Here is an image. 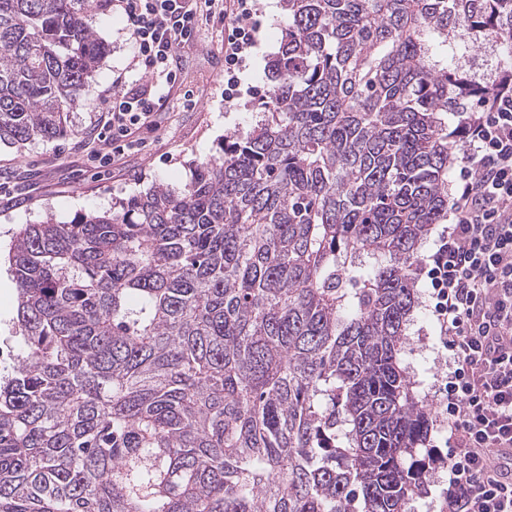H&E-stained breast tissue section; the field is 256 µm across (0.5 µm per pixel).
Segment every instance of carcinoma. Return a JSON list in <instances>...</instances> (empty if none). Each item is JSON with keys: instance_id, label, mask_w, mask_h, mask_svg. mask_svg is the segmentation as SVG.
Masks as SVG:
<instances>
[{"instance_id": "carcinoma-1", "label": "carcinoma", "mask_w": 512, "mask_h": 512, "mask_svg": "<svg viewBox=\"0 0 512 512\" xmlns=\"http://www.w3.org/2000/svg\"><path fill=\"white\" fill-rule=\"evenodd\" d=\"M246 134L103 213L26 224L0 512H414L435 451L402 361L448 220V113L512 72V0H282ZM100 0H0V143L59 138ZM467 69L476 77L493 78L495 74L497 56L493 53L491 44L482 45L466 57Z\"/></svg>"}]
</instances>
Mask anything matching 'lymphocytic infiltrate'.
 Instances as JSON below:
<instances>
[{"instance_id": "f902f5d3", "label": "lymphocytic infiltrate", "mask_w": 512, "mask_h": 512, "mask_svg": "<svg viewBox=\"0 0 512 512\" xmlns=\"http://www.w3.org/2000/svg\"><path fill=\"white\" fill-rule=\"evenodd\" d=\"M121 14L136 52L131 65L152 84L115 82L74 163L121 169L163 103L187 97L178 49L202 29L224 52V100L240 95L245 53L257 43L254 0H105ZM457 132L463 166L448 196L449 225L421 262L442 346L452 360L439 381V426L446 434L448 512H512V80L502 79Z\"/></svg>"}]
</instances>
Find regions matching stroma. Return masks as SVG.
<instances>
[{"label": "stroma", "instance_id": "1", "mask_svg": "<svg viewBox=\"0 0 512 512\" xmlns=\"http://www.w3.org/2000/svg\"><path fill=\"white\" fill-rule=\"evenodd\" d=\"M253 20L257 45L241 75V97L224 104V54L213 31H201L195 42L177 53L180 78L191 90L187 102L170 101L159 110L155 123L142 130L139 149L125 159L123 176L109 178L91 167H74L70 151L90 124L99 94L112 86L117 73L131 61L133 44L125 19L103 9L94 17V30L109 47L96 77L86 85V108L69 116L68 131L60 139L36 142L23 149L0 146V182L9 184L10 196L0 197V254H7L22 225L46 217L68 222L76 215L109 210L115 200L143 194L162 183L181 189L188 182L192 162L218 157L224 136L248 130L264 110L269 80L267 66L281 45L285 14L280 0H257ZM417 306L407 327L404 363L416 398L439 408L436 385L448 371L451 353L439 342L429 310L424 277L416 279ZM17 291L8 262L0 263V350H15L21 340L15 323Z\"/></svg>", "mask_w": 512, "mask_h": 512}]
</instances>
